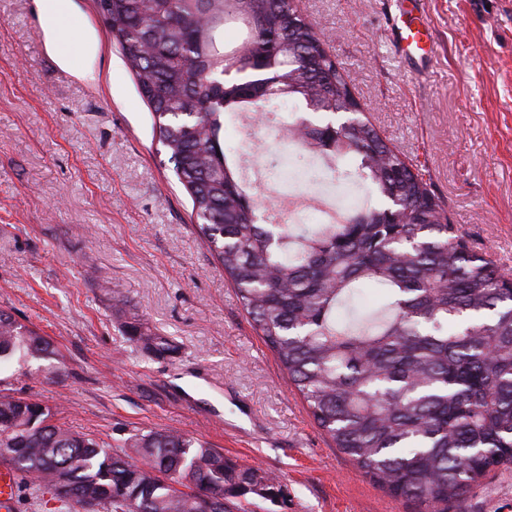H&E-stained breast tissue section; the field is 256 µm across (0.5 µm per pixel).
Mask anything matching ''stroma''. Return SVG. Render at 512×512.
Returning <instances> with one entry per match:
<instances>
[{
	"label": "stroma",
	"mask_w": 512,
	"mask_h": 512,
	"mask_svg": "<svg viewBox=\"0 0 512 512\" xmlns=\"http://www.w3.org/2000/svg\"><path fill=\"white\" fill-rule=\"evenodd\" d=\"M72 2L74 36L51 51L34 0H0V311L55 350L0 364V393L116 444L172 428L275 473L282 497L247 495L246 512H422L353 468L291 390L197 236L95 0ZM297 5L364 115L512 274V0H420L437 47L423 66L391 46L396 0ZM134 321L175 352L129 343ZM448 512H512V468Z\"/></svg>",
	"instance_id": "obj_1"
}]
</instances>
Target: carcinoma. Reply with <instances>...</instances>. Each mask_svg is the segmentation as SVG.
<instances>
[{
  "instance_id": "cac0c4a2",
  "label": "carcinoma",
  "mask_w": 512,
  "mask_h": 512,
  "mask_svg": "<svg viewBox=\"0 0 512 512\" xmlns=\"http://www.w3.org/2000/svg\"><path fill=\"white\" fill-rule=\"evenodd\" d=\"M153 114L155 137L187 192L199 236L316 425L352 465L427 512L460 502L512 467V278L469 246L445 204L367 120L305 116L354 104L351 85L293 0H96ZM237 32L224 50V28ZM362 180L382 201L341 224H276L263 214L224 121L264 112ZM381 289L355 307L361 287ZM156 356L165 336L130 324ZM48 359V340L0 313V363ZM0 462L51 512H226L224 498H278L280 481L177 430L139 431L123 450L76 432L49 406L0 394Z\"/></svg>"
}]
</instances>
